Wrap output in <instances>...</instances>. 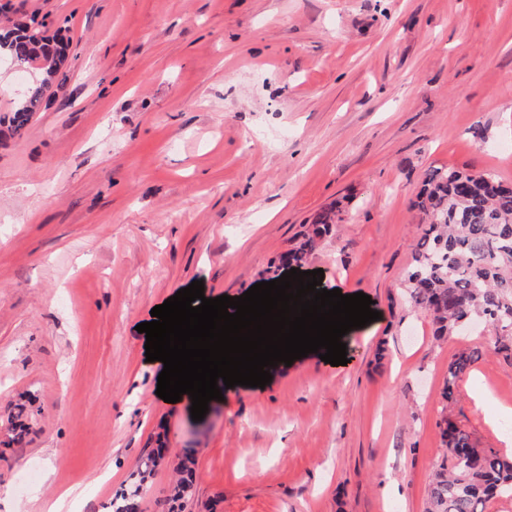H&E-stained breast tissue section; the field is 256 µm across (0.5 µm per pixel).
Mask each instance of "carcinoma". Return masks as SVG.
<instances>
[{
  "mask_svg": "<svg viewBox=\"0 0 512 512\" xmlns=\"http://www.w3.org/2000/svg\"><path fill=\"white\" fill-rule=\"evenodd\" d=\"M66 51L67 43L48 35L45 20L35 14L0 30V58L39 75L12 112L0 117L9 135H19L59 85ZM412 206L421 217V236L406 276L410 303L431 316L438 338L453 335L474 315L484 318L495 329L493 353L512 360V187L490 173L436 169L423 180ZM330 224L329 215H319L292 261L302 262ZM478 358L479 351L464 350L448 363L446 403L453 402L460 375ZM438 426L445 453L430 480L426 512H483L486 503L512 497V456L477 447L448 418ZM160 460L154 451L145 455L133 482L112 499V512H140ZM193 483L188 459L171 498L191 496Z\"/></svg>",
  "mask_w": 512,
  "mask_h": 512,
  "instance_id": "1",
  "label": "carcinoma"
}]
</instances>
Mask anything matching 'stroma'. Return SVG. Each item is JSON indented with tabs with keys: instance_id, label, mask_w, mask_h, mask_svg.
Returning <instances> with one entry per match:
<instances>
[{
	"instance_id": "1",
	"label": "stroma",
	"mask_w": 512,
	"mask_h": 512,
	"mask_svg": "<svg viewBox=\"0 0 512 512\" xmlns=\"http://www.w3.org/2000/svg\"><path fill=\"white\" fill-rule=\"evenodd\" d=\"M70 40L63 87L0 138V512H424L449 414L504 451L512 362L489 328L435 339L401 283L437 168L512 184V0H11ZM302 263L380 320L235 386L192 420L156 394L154 306L236 297ZM483 356L441 390L463 348ZM26 407L30 432L8 420ZM191 497L169 504L184 458ZM331 221L332 219L328 214L319 215L316 224H312L311 233L308 238L302 243L301 247L292 254V261L301 263L305 259L307 252L312 249L316 239L321 238L329 232ZM161 457L153 450L145 455L133 482L112 500V512H139L140 501L149 490V478L159 466Z\"/></svg>"
}]
</instances>
